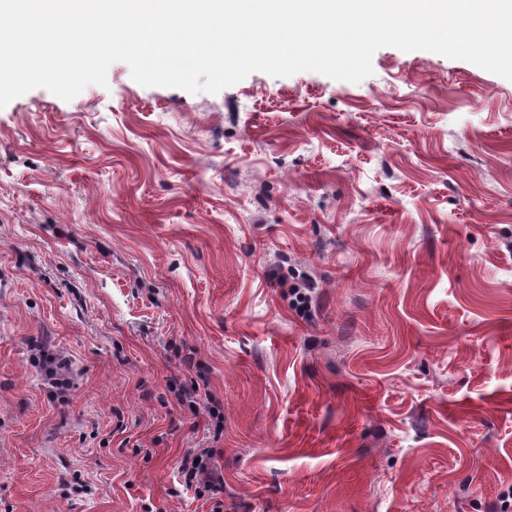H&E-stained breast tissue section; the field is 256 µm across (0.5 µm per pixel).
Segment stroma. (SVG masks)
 <instances>
[{
  "label": "stroma",
  "mask_w": 512,
  "mask_h": 512,
  "mask_svg": "<svg viewBox=\"0 0 512 512\" xmlns=\"http://www.w3.org/2000/svg\"><path fill=\"white\" fill-rule=\"evenodd\" d=\"M373 70L191 94L117 62L0 109V512H210L176 469L209 447L224 512H492L512 81L394 47ZM169 389L175 392L179 402L182 404L188 402L189 406L195 410L203 409L205 414L212 420H218V423H224L223 412L219 409V403L206 389L202 391L199 385L185 388L177 384L176 380L169 382Z\"/></svg>",
  "instance_id": "35a3bbf8"
}]
</instances>
